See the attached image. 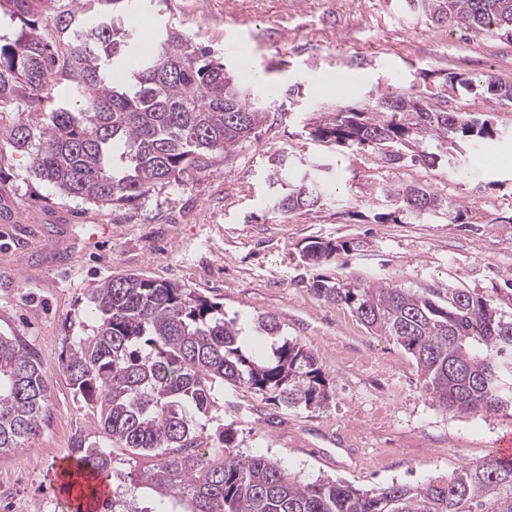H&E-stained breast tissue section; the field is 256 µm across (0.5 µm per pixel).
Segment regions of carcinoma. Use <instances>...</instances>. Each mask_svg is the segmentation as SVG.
I'll return each mask as SVG.
<instances>
[{
	"mask_svg": "<svg viewBox=\"0 0 512 512\" xmlns=\"http://www.w3.org/2000/svg\"><path fill=\"white\" fill-rule=\"evenodd\" d=\"M133 0H0V15L19 24L0 35V115L27 110L40 117L0 122V141L31 155L33 173L63 194L101 207L131 210L172 183L184 184L219 156H232L263 124L248 90L224 64L205 59L175 34L142 44L127 23ZM431 14L480 34L512 38V0H426ZM451 88L476 83L497 102H512V80L448 74ZM64 84L72 99L46 108L44 91ZM419 100L389 94L363 111L328 113L315 137L339 146L370 147L393 163L430 169L439 155L429 140L450 139L458 153L496 135L493 125L462 112L416 108ZM313 162L296 174L283 158L276 181L291 189L273 210H310L334 185ZM389 196L410 217L448 201L424 186ZM344 244L314 238L301 249L319 266ZM312 291L348 306L371 328L410 353L422 389L445 410L512 417V319L491 300L457 291L446 302L391 285H352L318 275ZM93 335L65 339L61 369L94 410L105 444L74 449L76 470L97 478L112 469V446L151 455L130 479L182 512H512V458L489 455L421 487L392 484L361 491L342 481L304 482L263 453L233 452L224 428L220 446L198 451L194 421L213 406L215 381L240 384L291 409L321 408L329 382L315 355L280 336L273 314L254 331L270 339L250 351L242 327L218 303L176 282L130 273L89 290ZM50 372L15 336H0V452L37 437L49 420Z\"/></svg>",
	"mask_w": 512,
	"mask_h": 512,
	"instance_id": "carcinoma-1",
	"label": "carcinoma"
}]
</instances>
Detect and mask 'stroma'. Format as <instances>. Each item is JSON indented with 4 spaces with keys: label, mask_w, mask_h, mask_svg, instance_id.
<instances>
[{
    "label": "stroma",
    "mask_w": 512,
    "mask_h": 512,
    "mask_svg": "<svg viewBox=\"0 0 512 512\" xmlns=\"http://www.w3.org/2000/svg\"><path fill=\"white\" fill-rule=\"evenodd\" d=\"M135 17L209 49L267 118L232 157L194 181L157 190L132 212L65 196L33 174L28 155L7 151L0 335L36 350L52 378L42 433L0 452V512H71L59 490L61 469L74 448L102 436L60 367L64 339L92 335L89 289L127 273L185 285L222 303L229 318L275 314L284 334L315 354L332 387L328 407L306 410L243 385L215 384L216 408L197 425L210 440L226 425L237 452L267 454L304 481L328 478L360 490L420 486L492 454L512 433L511 417L438 407L410 354L309 285L323 274L442 300L466 290L512 318V107L448 89L452 72L512 80V41L438 21L420 0H140ZM340 74L350 93L316 92L319 81ZM390 93L493 115L497 134L478 149L481 177L451 175L463 159L445 144L435 148L439 167L429 170L313 137L336 105L361 110ZM283 156L298 171L322 161L343 193L310 212L272 211L280 190L272 174ZM403 184L429 187L450 210L419 220L396 212L386 193ZM390 212L395 220L375 221ZM312 237L354 248L316 268L301 257Z\"/></svg>",
    "instance_id": "stroma-1"
}]
</instances>
